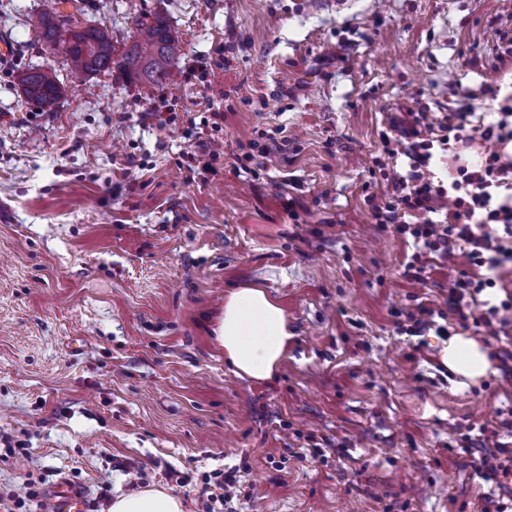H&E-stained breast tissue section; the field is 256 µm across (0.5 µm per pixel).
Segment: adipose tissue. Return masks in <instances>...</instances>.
I'll use <instances>...</instances> for the list:
<instances>
[{"label":"adipose tissue","instance_id":"ef3b65f1","mask_svg":"<svg viewBox=\"0 0 512 512\" xmlns=\"http://www.w3.org/2000/svg\"><path fill=\"white\" fill-rule=\"evenodd\" d=\"M215 335L232 372L257 381L273 379L292 337L284 308L259 287L228 293ZM441 359L464 387L478 383L492 367L487 348L465 333L449 336L442 346ZM109 512H184V505L170 491L143 490L116 497Z\"/></svg>","mask_w":512,"mask_h":512}]
</instances>
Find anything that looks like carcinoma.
<instances>
[{"instance_id":"cac0c4a2","label":"carcinoma","mask_w":512,"mask_h":512,"mask_svg":"<svg viewBox=\"0 0 512 512\" xmlns=\"http://www.w3.org/2000/svg\"><path fill=\"white\" fill-rule=\"evenodd\" d=\"M70 21L55 0L37 12L31 27L42 42L62 45L66 60L82 75L110 74L116 68L131 80L159 86L180 54L178 40L159 16L135 19V34L119 50L106 30L74 27ZM19 82L25 97L43 110L54 107L62 96V84L50 70L27 68L20 73Z\"/></svg>"}]
</instances>
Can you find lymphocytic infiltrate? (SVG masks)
Instances as JSON below:
<instances>
[{"mask_svg":"<svg viewBox=\"0 0 512 512\" xmlns=\"http://www.w3.org/2000/svg\"><path fill=\"white\" fill-rule=\"evenodd\" d=\"M473 99L462 88L441 115L424 104L396 113L379 133L371 169L388 190L368 203L376 224L411 241L413 252L404 265L411 281H428V256L461 258V269L448 283V311L492 336L499 311L512 308L511 299L495 304L482 297L512 263V154L506 151L512 144V96L502 100L492 121L478 125L472 121ZM206 124L211 136L198 139L188 155L190 182L212 172L219 156L213 134L223 128V112H211ZM491 140L497 150L485 151ZM494 224L501 235L488 233Z\"/></svg>","mask_w":512,"mask_h":512,"instance_id":"obj_1","label":"lymphocytic infiltrate"}]
</instances>
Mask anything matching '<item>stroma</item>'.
<instances>
[{
    "instance_id": "obj_1",
    "label": "stroma",
    "mask_w": 512,
    "mask_h": 512,
    "mask_svg": "<svg viewBox=\"0 0 512 512\" xmlns=\"http://www.w3.org/2000/svg\"><path fill=\"white\" fill-rule=\"evenodd\" d=\"M45 0H0V512L38 477L29 512L59 478L92 512L162 487L205 512L203 474L237 471L236 512H482L512 481L480 478L453 442L469 429L512 440V309L480 337L494 368L449 381L441 337L399 334L397 311H440L451 266L405 279L404 242L363 201L378 131L413 100L447 111L452 82L512 93L493 70L512 0H81L79 25L115 46L131 16L163 17L181 55L160 86L118 71L74 79L30 17ZM225 58L224 68L214 60ZM31 66L63 86L55 111L27 102ZM167 99L178 114L160 126ZM225 110L207 181L177 159L192 118ZM279 143L260 177L239 144ZM145 164L139 181L130 163ZM294 199V212L284 207ZM283 306L294 337L274 379L234 375L213 329L234 288ZM323 458H301L308 441ZM286 458L276 470L275 459Z\"/></svg>"
}]
</instances>
